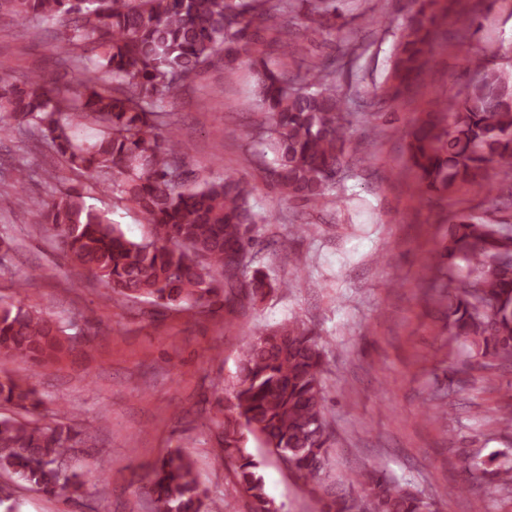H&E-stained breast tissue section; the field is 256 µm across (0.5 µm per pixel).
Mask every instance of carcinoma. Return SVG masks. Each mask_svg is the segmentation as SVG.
<instances>
[{"mask_svg": "<svg viewBox=\"0 0 512 512\" xmlns=\"http://www.w3.org/2000/svg\"><path fill=\"white\" fill-rule=\"evenodd\" d=\"M392 71L394 90L418 72L430 51L438 16L432 0H413ZM340 0H0V15L26 25L52 21L76 76L64 86L32 75L13 80L0 68V131L18 125L40 130L66 169L80 173L90 189L110 187L151 227V239H128L112 220L88 207L84 193L64 189L51 199L18 196L34 223L62 246L68 259L126 300L167 309L233 311L294 287L247 256L256 254V225L265 218L249 204V190L224 178L180 182L185 145L162 120L161 104L179 96L200 73L224 56L244 51L253 59L256 94L264 113L255 140L264 176L290 200L314 207L336 202L332 173L348 159L346 96L336 90L332 64L317 67L302 86L279 61L268 64L260 47L288 56L301 13L304 30L332 37ZM474 76L451 97L450 112L436 113L408 133L409 156L423 192L445 193L475 182L495 165L502 181L488 192L512 204V73L469 61ZM112 75L99 81L97 72ZM105 129L93 143L74 128ZM430 269L448 279L446 327L468 342L474 367L512 368V224L460 218ZM74 349L61 323L22 304L0 305V355L20 356L45 367ZM326 351L320 334L293 318L253 334L238 358L237 380L228 402L233 413L219 424L217 451L234 460L238 485L253 512H280L266 491L259 463L243 452L246 427L270 455L307 480L319 512H425L430 504L392 489L376 471L343 482L332 471L333 436L325 416ZM0 402L36 410L41 405L25 380L0 377ZM86 436L65 423L38 425L0 418V471L63 501H74L84 483L63 469V460ZM498 488L512 494V462L496 472ZM360 486L368 493L356 499ZM139 490L153 512H222L210 499L194 464L181 450L169 452Z\"/></svg>", "mask_w": 512, "mask_h": 512, "instance_id": "carcinoma-1", "label": "carcinoma"}]
</instances>
